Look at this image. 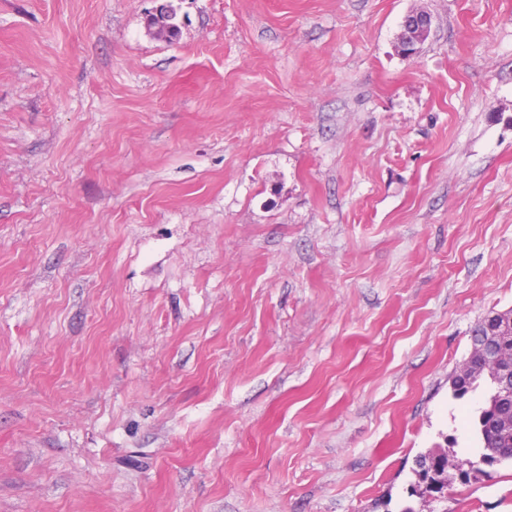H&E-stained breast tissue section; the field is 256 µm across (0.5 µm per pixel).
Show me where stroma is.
Masks as SVG:
<instances>
[{
  "label": "stroma",
  "mask_w": 512,
  "mask_h": 512,
  "mask_svg": "<svg viewBox=\"0 0 512 512\" xmlns=\"http://www.w3.org/2000/svg\"><path fill=\"white\" fill-rule=\"evenodd\" d=\"M162 2L0 0V512H512V0ZM176 12L171 7V5H161L156 12L149 16L147 20V25L150 28H155L156 32L159 34L164 33L167 37L169 32L175 27L178 26L175 22ZM497 363H499L498 378H497V392L495 396L501 402H510L512 404V357L497 353L495 356ZM491 384L492 389L486 406L479 411L475 421V427L482 443V452L479 457H482L487 465L509 462L512 464V430L506 424L492 430V427H489V414L485 412L490 407V399L494 394V385ZM442 460L447 461L446 458L440 456L438 453H428L419 456V459H417L416 465L418 470L415 471V475L418 478L419 484H425V492L438 493L445 487L443 484H434L431 476L433 470L439 467Z\"/></svg>",
  "instance_id": "1"
}]
</instances>
